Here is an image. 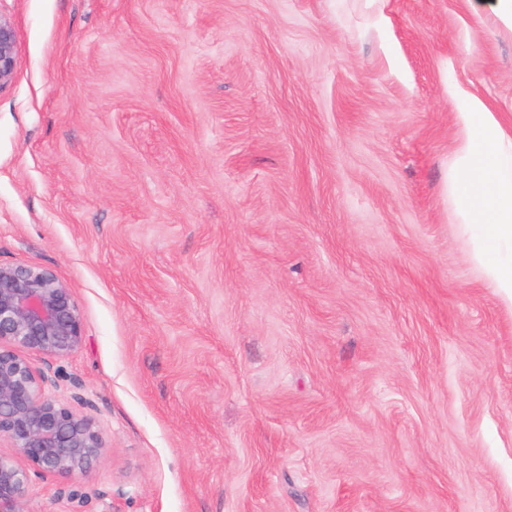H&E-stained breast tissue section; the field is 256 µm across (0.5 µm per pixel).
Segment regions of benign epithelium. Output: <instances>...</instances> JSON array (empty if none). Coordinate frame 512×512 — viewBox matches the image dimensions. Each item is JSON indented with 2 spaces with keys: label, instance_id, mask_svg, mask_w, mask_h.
Here are the masks:
<instances>
[{
  "label": "benign epithelium",
  "instance_id": "obj_1",
  "mask_svg": "<svg viewBox=\"0 0 512 512\" xmlns=\"http://www.w3.org/2000/svg\"><path fill=\"white\" fill-rule=\"evenodd\" d=\"M16 68L14 29L0 14V91ZM82 341L79 307L51 269L0 263V441L13 448L0 454V512H28L34 478L72 481L106 448L95 421L55 394L56 373L26 356L63 360Z\"/></svg>",
  "mask_w": 512,
  "mask_h": 512
}]
</instances>
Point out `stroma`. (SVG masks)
<instances>
[{
	"instance_id": "obj_1",
	"label": "stroma",
	"mask_w": 512,
	"mask_h": 512,
	"mask_svg": "<svg viewBox=\"0 0 512 512\" xmlns=\"http://www.w3.org/2000/svg\"><path fill=\"white\" fill-rule=\"evenodd\" d=\"M492 0H0V263L107 448L29 512H512V308L454 224ZM16 68L14 29L10 19L0 14V92L12 83Z\"/></svg>"
}]
</instances>
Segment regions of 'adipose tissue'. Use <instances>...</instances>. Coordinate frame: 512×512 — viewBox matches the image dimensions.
Segmentation results:
<instances>
[{"instance_id":"obj_1","label":"adipose tissue","mask_w":512,"mask_h":512,"mask_svg":"<svg viewBox=\"0 0 512 512\" xmlns=\"http://www.w3.org/2000/svg\"><path fill=\"white\" fill-rule=\"evenodd\" d=\"M456 121L466 137L448 161L455 218L474 229V260L512 303V134L497 113L468 95L459 99Z\"/></svg>"}]
</instances>
